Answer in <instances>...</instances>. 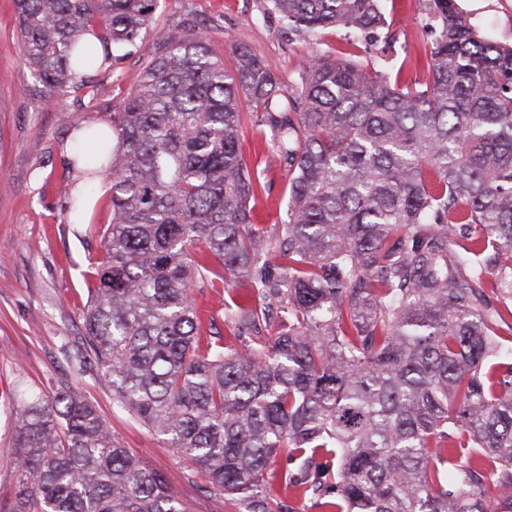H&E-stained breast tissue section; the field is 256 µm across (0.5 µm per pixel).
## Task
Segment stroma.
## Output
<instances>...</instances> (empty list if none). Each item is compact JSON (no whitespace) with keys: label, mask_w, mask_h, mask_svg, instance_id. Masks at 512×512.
<instances>
[{"label":"stroma","mask_w":512,"mask_h":512,"mask_svg":"<svg viewBox=\"0 0 512 512\" xmlns=\"http://www.w3.org/2000/svg\"><path fill=\"white\" fill-rule=\"evenodd\" d=\"M457 5L481 36L512 45V23L491 0H457ZM265 6V0H157L154 22L175 34L183 20H193L228 67L234 64L228 40L248 46L287 86L299 82L316 51L408 77L421 70L431 45L424 30L430 0H382L385 25L373 34L327 29L313 39L288 37L278 17L263 18ZM153 49L152 37H145L139 52L98 73L96 96L79 91L55 102L22 62L13 0H0V512H10L16 491L12 395L19 388L49 390L63 381L99 407L124 445L162 474L189 512H224L201 474L120 412L98 379L89 372L77 374L75 361L62 352L83 332L109 218V192L102 184L90 195L94 223L72 221L63 188L80 181L68 165L75 128L106 124L138 84ZM243 154L250 168L263 173L254 202L257 225L270 229L287 221V171L268 162L258 138L246 137ZM235 294L232 283L193 294L196 308L206 316L205 331L221 333L228 342L234 329L224 319V303Z\"/></svg>","instance_id":"stroma-1"}]
</instances>
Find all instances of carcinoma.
<instances>
[{
    "mask_svg": "<svg viewBox=\"0 0 512 512\" xmlns=\"http://www.w3.org/2000/svg\"><path fill=\"white\" fill-rule=\"evenodd\" d=\"M267 2L295 37L382 22L379 0ZM432 2L424 81L316 52L287 88L231 40L225 68L187 20L155 33L107 127L76 128L70 214L101 182L112 208L77 374L234 512H503L485 480L512 488V46ZM155 5L14 0L22 60L50 98L93 96ZM243 99L288 172L271 235L249 206ZM217 279L244 281L280 330L258 335L245 295L224 305L239 348L201 336L192 293ZM15 448L12 512H187L67 383L20 396ZM282 452L295 508L273 490Z\"/></svg>",
    "mask_w": 512,
    "mask_h": 512,
    "instance_id": "carcinoma-1",
    "label": "carcinoma"
}]
</instances>
